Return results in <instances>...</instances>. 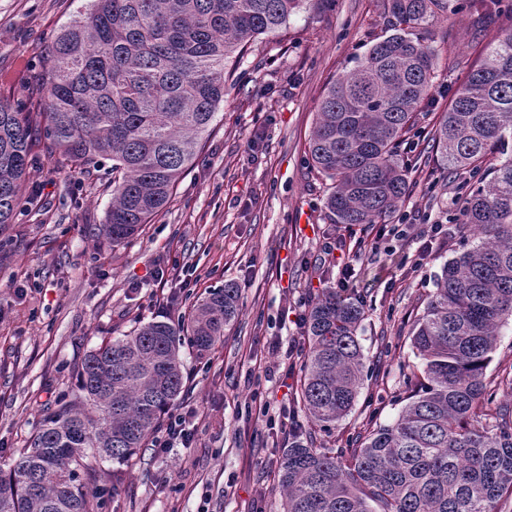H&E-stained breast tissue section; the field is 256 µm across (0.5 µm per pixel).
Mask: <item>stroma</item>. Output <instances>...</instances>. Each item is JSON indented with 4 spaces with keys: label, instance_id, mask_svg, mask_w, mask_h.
<instances>
[{
    "label": "stroma",
    "instance_id": "35a3bbf8",
    "mask_svg": "<svg viewBox=\"0 0 512 512\" xmlns=\"http://www.w3.org/2000/svg\"><path fill=\"white\" fill-rule=\"evenodd\" d=\"M89 0H0V99L20 103L41 92V59ZM387 0H309L281 28L258 36L239 64L238 81L180 179L169 203L130 244L94 245L111 202L110 161L95 169L38 146L26 202L0 235V461L17 455L42 413L77 388L75 368L101 343L141 322L187 319L196 301L225 282L240 290V313L205 357L182 348L184 391L176 403L193 434L190 447L138 449L126 465L90 463V487L104 490L100 512H281L276 464L288 446L265 421L239 415L257 392L269 417L292 406L286 386L301 373L285 351L307 348L299 322L324 288L364 304L358 340L365 378L351 412L316 447L347 455L369 431L394 422L418 359L410 327L422 314L442 265L466 239L452 229L413 269L414 246L377 240V225L334 223L325 207L330 182L313 170L309 134L327 88L388 36ZM436 14L415 37L435 50L441 92L416 116L427 132L447 110L449 89L465 78L505 16L476 29L465 0ZM410 192L393 222L439 221L455 213L475 180L442 173L432 151L408 174ZM354 254L353 275L324 261V242ZM163 272L156 280L154 272ZM512 323L497 338L486 380L512 403ZM265 489L256 501L257 489Z\"/></svg>",
    "mask_w": 512,
    "mask_h": 512
}]
</instances>
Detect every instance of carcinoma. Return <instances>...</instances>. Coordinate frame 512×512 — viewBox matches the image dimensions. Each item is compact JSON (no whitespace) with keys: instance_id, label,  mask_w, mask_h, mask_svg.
I'll use <instances>...</instances> for the list:
<instances>
[{"instance_id":"cac0c4a2","label":"carcinoma","mask_w":512,"mask_h":512,"mask_svg":"<svg viewBox=\"0 0 512 512\" xmlns=\"http://www.w3.org/2000/svg\"><path fill=\"white\" fill-rule=\"evenodd\" d=\"M299 0H93L44 60L42 111L0 101V233L13 223L45 139L84 167L112 161V205L93 241L130 242L168 203L224 102L236 62ZM444 0H388L392 34L340 75L308 139L331 181L337 224H378L407 195L398 146L435 87L434 50L411 36ZM475 17L512 14L503 0H468ZM440 167L489 177L452 223L473 228L446 261L411 329L420 359L398 418L346 459L316 448L298 425L278 470L283 512H499L512 495V420L485 380L499 328L512 319V26L470 67L429 132ZM233 283L200 300L183 323L149 321L102 341L77 367V393L43 412L18 456L0 468V512H95L90 457L125 462L146 446L184 388L180 348L199 355L238 314ZM361 301L326 288L306 318L297 404L329 430L351 412L363 371Z\"/></svg>"}]
</instances>
